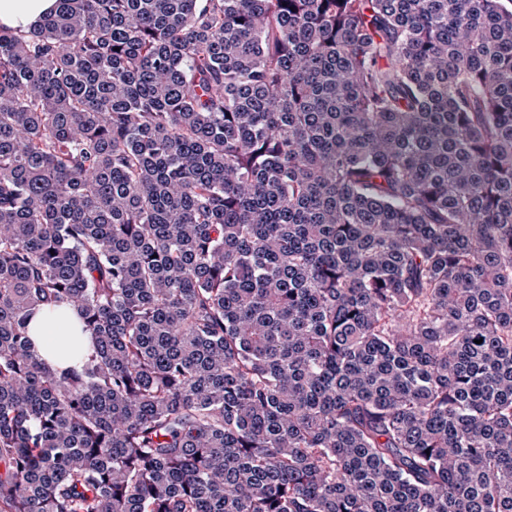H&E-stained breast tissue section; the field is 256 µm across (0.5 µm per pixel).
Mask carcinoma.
Instances as JSON below:
<instances>
[{
    "instance_id": "carcinoma-1",
    "label": "carcinoma",
    "mask_w": 512,
    "mask_h": 512,
    "mask_svg": "<svg viewBox=\"0 0 512 512\" xmlns=\"http://www.w3.org/2000/svg\"><path fill=\"white\" fill-rule=\"evenodd\" d=\"M0 512H512V0L0 29ZM31 335L41 358L53 369L81 364L92 347V338L82 332L76 312L68 306L59 311H40L31 323Z\"/></svg>"
}]
</instances>
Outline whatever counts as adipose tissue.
<instances>
[{
  "label": "adipose tissue",
  "mask_w": 512,
  "mask_h": 512,
  "mask_svg": "<svg viewBox=\"0 0 512 512\" xmlns=\"http://www.w3.org/2000/svg\"><path fill=\"white\" fill-rule=\"evenodd\" d=\"M56 7L57 0H0V28L28 33ZM31 334L38 354L56 370L79 365L92 347L91 336L68 306L40 311L31 323Z\"/></svg>",
  "instance_id": "obj_1"
}]
</instances>
